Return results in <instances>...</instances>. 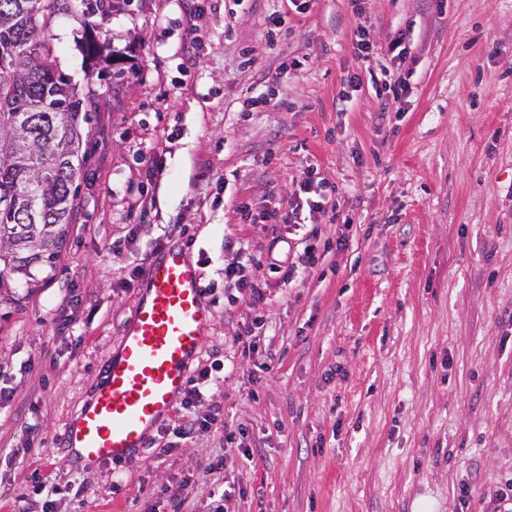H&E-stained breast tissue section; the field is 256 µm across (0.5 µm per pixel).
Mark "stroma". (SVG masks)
<instances>
[{
  "mask_svg": "<svg viewBox=\"0 0 512 512\" xmlns=\"http://www.w3.org/2000/svg\"><path fill=\"white\" fill-rule=\"evenodd\" d=\"M89 25L120 57L90 82ZM359 26L379 52L368 65ZM47 37L98 110L58 258L0 288V506L46 483L55 512H167L160 490L189 479L187 512H209L215 480L228 512H490L512 483V0H365L360 14L351 0H131L54 16ZM395 78L408 89L381 111ZM310 164L353 224L308 215L330 247L288 284L267 265L294 260L299 231L239 207L285 204ZM162 234L208 290L201 359L235 365L207 401L248 433L239 450L208 431L168 456L145 448L116 492L112 468L78 470L62 434ZM244 252L268 284L256 307L224 286ZM257 315L268 334L245 357L234 338Z\"/></svg>",
  "mask_w": 512,
  "mask_h": 512,
  "instance_id": "obj_1",
  "label": "stroma"
}]
</instances>
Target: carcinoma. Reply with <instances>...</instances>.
I'll list each match as a JSON object with an SVG mask.
<instances>
[{
	"label": "carcinoma",
	"instance_id": "carcinoma-1",
	"mask_svg": "<svg viewBox=\"0 0 512 512\" xmlns=\"http://www.w3.org/2000/svg\"><path fill=\"white\" fill-rule=\"evenodd\" d=\"M54 14L92 0H52ZM41 0H0V59L20 45L39 52L14 67L0 62V287L56 259L76 208L75 181L86 163L82 124L96 111L94 72L82 93L62 73L47 39Z\"/></svg>",
	"mask_w": 512,
	"mask_h": 512
}]
</instances>
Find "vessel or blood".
<instances>
[{"instance_id":"vessel-or-blood-1","label":"vessel or blood","mask_w":512,"mask_h":512,"mask_svg":"<svg viewBox=\"0 0 512 512\" xmlns=\"http://www.w3.org/2000/svg\"><path fill=\"white\" fill-rule=\"evenodd\" d=\"M145 292L118 349L63 434L80 468L125 462L173 415L199 358L211 309L199 267L166 248L145 273Z\"/></svg>"}]
</instances>
